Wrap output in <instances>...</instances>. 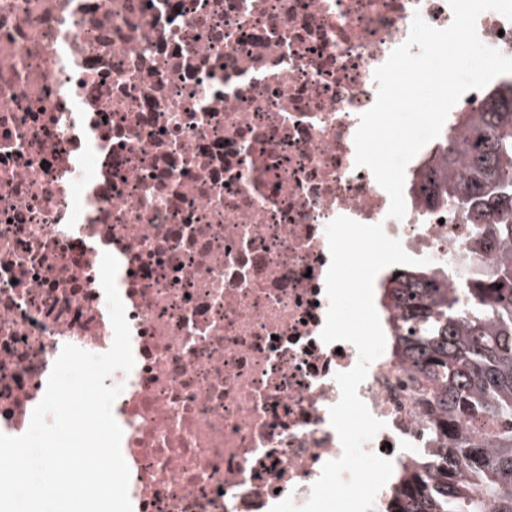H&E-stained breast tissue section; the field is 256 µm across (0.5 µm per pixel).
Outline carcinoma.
<instances>
[{
    "instance_id": "1",
    "label": "carcinoma",
    "mask_w": 512,
    "mask_h": 512,
    "mask_svg": "<svg viewBox=\"0 0 512 512\" xmlns=\"http://www.w3.org/2000/svg\"><path fill=\"white\" fill-rule=\"evenodd\" d=\"M408 191L429 207L455 209L477 224L464 250L462 288H448L435 265L405 267L381 284V300L404 308L395 339L430 408L425 449L391 512H512V80L458 113ZM468 418L490 431L472 442Z\"/></svg>"
}]
</instances>
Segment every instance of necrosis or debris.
Instances as JSON below:
<instances>
[{"mask_svg":"<svg viewBox=\"0 0 512 512\" xmlns=\"http://www.w3.org/2000/svg\"><path fill=\"white\" fill-rule=\"evenodd\" d=\"M448 0H0V433L22 435L65 345L110 349L119 262L135 366L116 372L133 512L305 505L342 446L329 409L358 361L324 343L339 216L383 224L448 287L472 236L355 164L376 68ZM387 340L358 389L393 464L428 447Z\"/></svg>","mask_w":512,"mask_h":512,"instance_id":"1","label":"necrosis or debris"}]
</instances>
